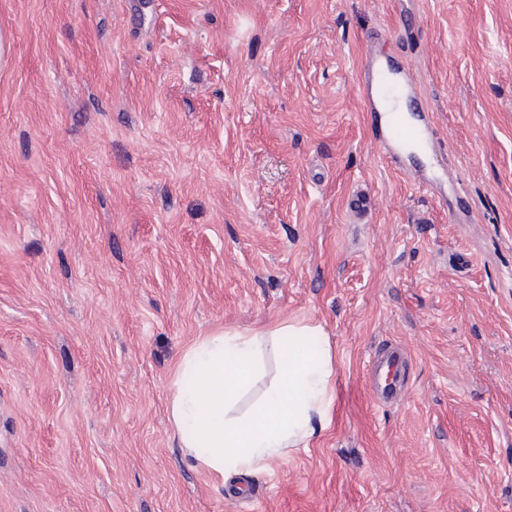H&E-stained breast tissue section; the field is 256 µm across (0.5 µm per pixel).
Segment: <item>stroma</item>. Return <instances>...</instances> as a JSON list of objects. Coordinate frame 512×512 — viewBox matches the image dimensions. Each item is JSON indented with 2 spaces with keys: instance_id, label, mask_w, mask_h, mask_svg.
Masks as SVG:
<instances>
[{
  "instance_id": "1",
  "label": "stroma",
  "mask_w": 512,
  "mask_h": 512,
  "mask_svg": "<svg viewBox=\"0 0 512 512\" xmlns=\"http://www.w3.org/2000/svg\"><path fill=\"white\" fill-rule=\"evenodd\" d=\"M370 59L425 154L389 161ZM288 321L332 404L255 507L171 383ZM0 512H512V0H0ZM363 76V92L368 99L370 111L377 112L379 106L382 112L388 113L385 123L386 140L394 144L407 138L422 139L424 130L421 126L408 129L400 123L395 111H387L381 105L383 101L390 97L396 95L408 96L409 84L400 82L390 69L380 68L373 62L366 64ZM407 361L402 350L393 344L384 348L370 365V375L374 380L375 392L384 403L397 402L404 387V371ZM385 373L384 385L379 382L380 374Z\"/></svg>"
}]
</instances>
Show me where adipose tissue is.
Wrapping results in <instances>:
<instances>
[{
	"mask_svg": "<svg viewBox=\"0 0 512 512\" xmlns=\"http://www.w3.org/2000/svg\"><path fill=\"white\" fill-rule=\"evenodd\" d=\"M322 333L317 325L282 322L259 332L221 329L196 339L176 365L169 405L187 456L219 475L249 473L285 450L308 447L332 401L330 351L307 346ZM268 337L290 343L280 354V378L251 413L233 415V403L255 373L256 350Z\"/></svg>",
	"mask_w": 512,
	"mask_h": 512,
	"instance_id": "1",
	"label": "adipose tissue"
}]
</instances>
